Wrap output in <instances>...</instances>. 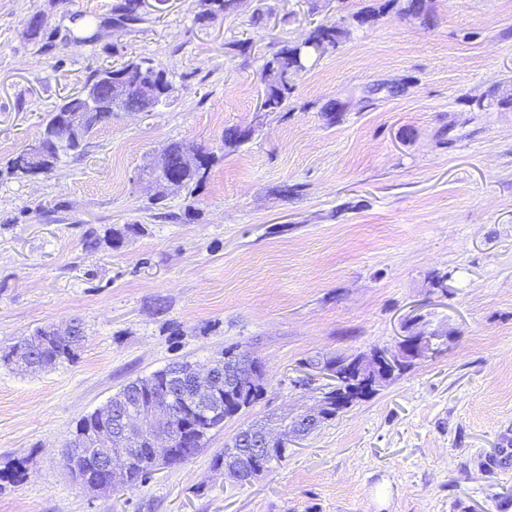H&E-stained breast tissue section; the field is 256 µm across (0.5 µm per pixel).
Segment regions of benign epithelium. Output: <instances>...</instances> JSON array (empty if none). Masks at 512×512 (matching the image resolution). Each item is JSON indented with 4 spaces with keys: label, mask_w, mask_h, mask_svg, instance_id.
I'll return each instance as SVG.
<instances>
[{
    "label": "benign epithelium",
    "mask_w": 512,
    "mask_h": 512,
    "mask_svg": "<svg viewBox=\"0 0 512 512\" xmlns=\"http://www.w3.org/2000/svg\"><path fill=\"white\" fill-rule=\"evenodd\" d=\"M84 97L87 110L71 112L65 116L61 138L77 140L87 113L108 108L114 102L133 103V112H147L158 105L155 101L153 78L150 76L136 84L111 79L108 81L107 93L102 98L99 97L97 87L90 84L84 90ZM48 151L49 144L41 137L24 146V152L36 172L43 170ZM404 357L405 352L401 347L394 351H375L365 356L364 367L358 369L357 374L364 379L366 387L378 388L398 376V368ZM262 371L261 363L244 352L236 354L227 362L218 356L204 365L194 366L189 371L191 396L185 403H177L167 387L154 391L145 403H110L100 413V426L73 438L70 447L99 450L98 464L110 482L117 474L127 472L134 460L137 446L144 442L157 453L170 455L171 449L179 443L175 434L191 428L193 416H198L203 411L212 414L213 401L218 396L219 389L230 391L240 382L254 381ZM320 379L334 382L336 374L321 364H312L294 380V385L300 389L317 387L319 399L314 411L301 413L293 418L291 428L276 433L265 423L256 424L239 437L241 444L249 446L252 457L272 456L273 447H286L320 424L323 411L331 404H336L338 408L346 405L348 390L338 387L332 392L328 386L318 387L316 381Z\"/></svg>",
    "instance_id": "obj_1"
}]
</instances>
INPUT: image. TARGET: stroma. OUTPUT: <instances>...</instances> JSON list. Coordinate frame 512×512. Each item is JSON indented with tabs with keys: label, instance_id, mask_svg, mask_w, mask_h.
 Here are the masks:
<instances>
[{
	"label": "stroma",
	"instance_id": "stroma-1",
	"mask_svg": "<svg viewBox=\"0 0 512 512\" xmlns=\"http://www.w3.org/2000/svg\"><path fill=\"white\" fill-rule=\"evenodd\" d=\"M117 2L0 0V346L75 320L85 335L70 363H0V512H512V0H420L422 19L407 0H236L206 21L200 0H161L121 27ZM340 21L347 39L287 109L260 111L270 44ZM138 59L167 72L169 100L116 113L50 173L6 174L64 96ZM233 127L247 138L225 144ZM172 141L215 158L156 206L140 177ZM414 334L439 352L266 475L212 469L240 428L315 407L293 385L310 358ZM231 345L265 392L202 453L133 490L67 474L82 415ZM191 364L189 361L174 362L162 369L156 370L151 374L137 378L120 389L118 394H124L130 403L137 402L140 394L145 395L146 389L149 387H160L165 384L172 386L173 388H179L176 381L177 378L169 379V374L181 369L184 366Z\"/></svg>",
	"mask_w": 512,
	"mask_h": 512
}]
</instances>
